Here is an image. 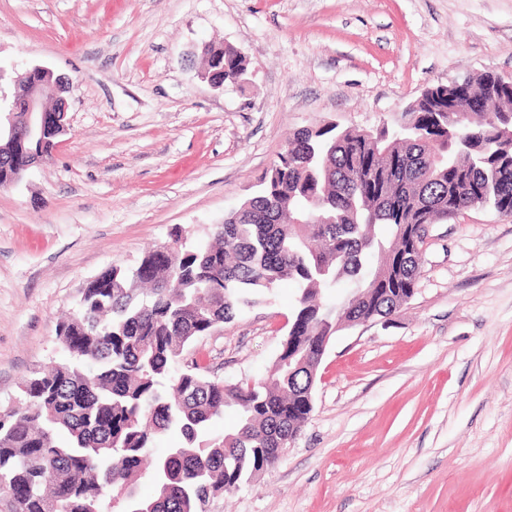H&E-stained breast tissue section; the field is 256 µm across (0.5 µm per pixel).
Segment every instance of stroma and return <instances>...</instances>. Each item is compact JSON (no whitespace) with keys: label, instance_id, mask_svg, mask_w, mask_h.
<instances>
[{"label":"stroma","instance_id":"obj_1","mask_svg":"<svg viewBox=\"0 0 512 512\" xmlns=\"http://www.w3.org/2000/svg\"><path fill=\"white\" fill-rule=\"evenodd\" d=\"M249 61L221 90L203 48ZM70 80V132L0 188V408L62 361L86 283L181 235L206 242L294 131L395 124L428 86L512 79V0H0V94ZM299 295L277 283L190 357L264 378ZM210 512H512V216L429 227L408 304L332 336L309 419Z\"/></svg>","mask_w":512,"mask_h":512}]
</instances>
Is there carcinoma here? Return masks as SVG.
I'll return each instance as SVG.
<instances>
[{"label": "carcinoma", "mask_w": 512, "mask_h": 512, "mask_svg": "<svg viewBox=\"0 0 512 512\" xmlns=\"http://www.w3.org/2000/svg\"><path fill=\"white\" fill-rule=\"evenodd\" d=\"M224 83L246 71L230 45L210 46ZM404 126L336 124L297 131L261 190L213 225V240L176 238L134 268L87 282L57 339L69 356L33 372L23 399L0 409V497L9 512H203L275 465L276 449L312 411L311 371L325 338L395 315L415 294L427 227L469 208L512 215V81L493 73L432 84L402 113ZM18 173L0 154V186ZM300 295L268 376L227 384L195 360L197 339L272 286ZM343 280L349 296L330 306ZM235 429L214 431L224 409ZM180 432L152 468L157 437ZM148 478L154 493L139 494Z\"/></svg>", "instance_id": "cac0c4a2"}]
</instances>
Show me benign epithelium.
Returning a JSON list of instances; mask_svg holds the SVG:
<instances>
[{"mask_svg": "<svg viewBox=\"0 0 512 512\" xmlns=\"http://www.w3.org/2000/svg\"><path fill=\"white\" fill-rule=\"evenodd\" d=\"M21 79L8 104L0 105V132L8 133L13 147L20 150L38 131L49 129L56 140L67 134L70 128L63 96L67 80L42 66L25 69Z\"/></svg>", "mask_w": 512, "mask_h": 512, "instance_id": "7a95c632", "label": "benign epithelium"}]
</instances>
